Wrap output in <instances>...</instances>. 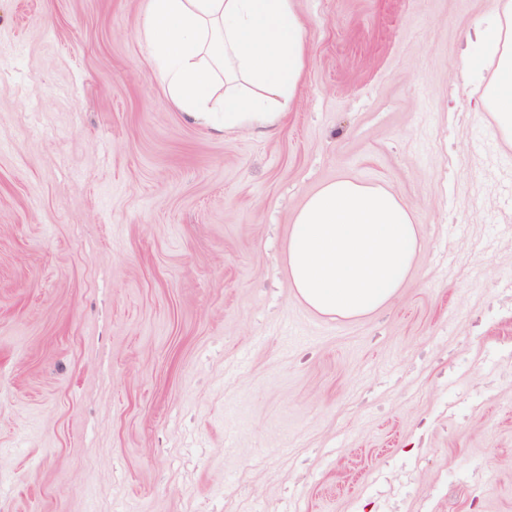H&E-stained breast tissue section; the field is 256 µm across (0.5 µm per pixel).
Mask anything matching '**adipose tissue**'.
I'll return each mask as SVG.
<instances>
[{
  "label": "adipose tissue",
  "mask_w": 512,
  "mask_h": 512,
  "mask_svg": "<svg viewBox=\"0 0 512 512\" xmlns=\"http://www.w3.org/2000/svg\"><path fill=\"white\" fill-rule=\"evenodd\" d=\"M142 34L172 104L219 130L278 127L308 65L295 0H149ZM474 35L496 72L481 109L512 149V0H495L489 24H476ZM419 240V224L394 192L339 178L296 213L284 261L309 308L355 318L395 296Z\"/></svg>",
  "instance_id": "adipose-tissue-1"
}]
</instances>
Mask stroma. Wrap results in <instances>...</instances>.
<instances>
[{"label": "stroma", "instance_id": "stroma-1", "mask_svg": "<svg viewBox=\"0 0 512 512\" xmlns=\"http://www.w3.org/2000/svg\"><path fill=\"white\" fill-rule=\"evenodd\" d=\"M274 131L176 109L148 0H0V512H512V150L454 69L494 0H296ZM422 228L397 295L310 311L324 183Z\"/></svg>", "mask_w": 512, "mask_h": 512}]
</instances>
